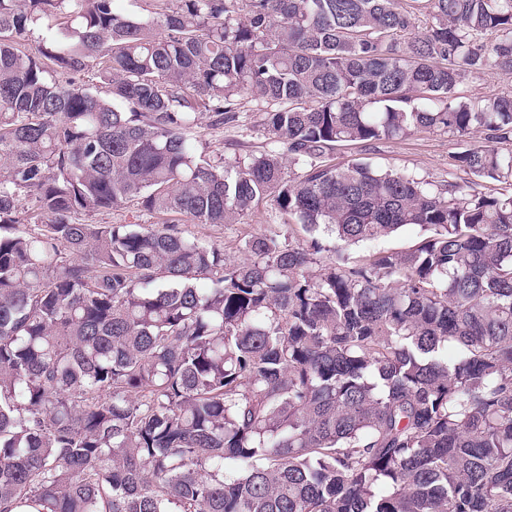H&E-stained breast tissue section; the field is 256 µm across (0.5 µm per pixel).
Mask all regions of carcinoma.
I'll use <instances>...</instances> for the list:
<instances>
[{"label":"carcinoma","instance_id":"1","mask_svg":"<svg viewBox=\"0 0 512 512\" xmlns=\"http://www.w3.org/2000/svg\"><path fill=\"white\" fill-rule=\"evenodd\" d=\"M150 6L0 0V512H512V93H458L512 0ZM250 91L271 148L199 152ZM480 130L440 186L328 160ZM262 203L305 239L166 219ZM175 219L188 234L214 243L224 248V254L231 260L241 259L243 256L238 250L239 240L247 234L255 233H277L282 237H291L293 242L300 236L296 233L298 226L294 224H283L279 213L269 205L263 203L245 217L244 224H190L184 217L175 215ZM83 218L89 224H153L157 222V219L150 218L131 204L96 212Z\"/></svg>","mask_w":512,"mask_h":512}]
</instances>
